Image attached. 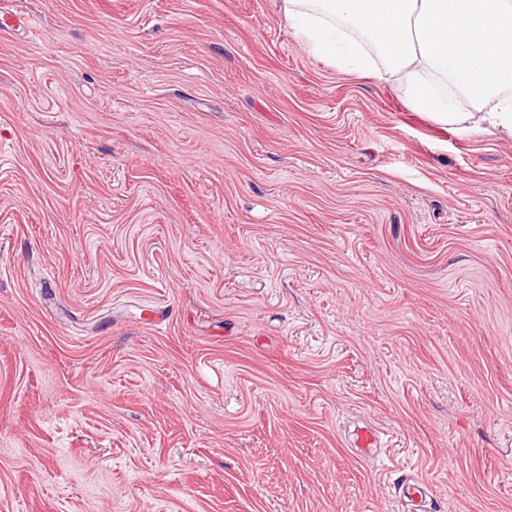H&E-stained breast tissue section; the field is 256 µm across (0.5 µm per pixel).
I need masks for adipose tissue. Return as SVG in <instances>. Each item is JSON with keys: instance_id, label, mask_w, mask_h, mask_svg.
<instances>
[{"instance_id": "adipose-tissue-1", "label": "adipose tissue", "mask_w": 512, "mask_h": 512, "mask_svg": "<svg viewBox=\"0 0 512 512\" xmlns=\"http://www.w3.org/2000/svg\"><path fill=\"white\" fill-rule=\"evenodd\" d=\"M317 58L372 72L408 106L512 136V0H281Z\"/></svg>"}]
</instances>
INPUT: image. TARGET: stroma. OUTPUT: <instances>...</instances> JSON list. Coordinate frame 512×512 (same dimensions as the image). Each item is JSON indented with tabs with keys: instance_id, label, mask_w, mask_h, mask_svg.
I'll return each mask as SVG.
<instances>
[{
	"instance_id": "obj_1",
	"label": "stroma",
	"mask_w": 512,
	"mask_h": 512,
	"mask_svg": "<svg viewBox=\"0 0 512 512\" xmlns=\"http://www.w3.org/2000/svg\"><path fill=\"white\" fill-rule=\"evenodd\" d=\"M1 9L0 512H512V137L280 0ZM396 491L413 512H425L433 500L432 489L418 470H403Z\"/></svg>"
}]
</instances>
